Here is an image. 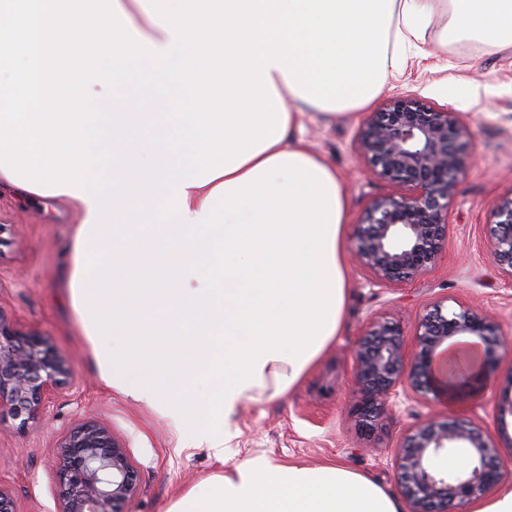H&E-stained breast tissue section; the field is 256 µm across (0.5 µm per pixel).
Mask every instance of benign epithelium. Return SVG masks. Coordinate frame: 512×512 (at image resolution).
Listing matches in <instances>:
<instances>
[{
	"label": "benign epithelium",
	"instance_id": "7a95c632",
	"mask_svg": "<svg viewBox=\"0 0 512 512\" xmlns=\"http://www.w3.org/2000/svg\"><path fill=\"white\" fill-rule=\"evenodd\" d=\"M472 148L460 112L400 98L367 116L360 153L371 175L399 188L369 203L353 239L351 251L373 274L374 284L412 281L438 263L448 238V208ZM487 235L500 274L512 281V196L495 207ZM461 336L476 339L486 369L506 348L495 316L456 309L443 300L419 318L417 349L410 357L399 324L376 321L354 349V410L360 425L376 430L387 403L402 395L428 399L468 383L469 375L437 371ZM71 378L68 361L48 336L0 309V409L25 423ZM60 447V512H123L137 489V473L110 428L82 423L62 437ZM448 455L463 458L465 465L442 468L438 461ZM395 466L408 512H466L489 488L512 481V456L492 436L459 420L417 423L405 436Z\"/></svg>",
	"mask_w": 512,
	"mask_h": 512
}]
</instances>
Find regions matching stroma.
I'll use <instances>...</instances> for the list:
<instances>
[{
	"mask_svg": "<svg viewBox=\"0 0 512 512\" xmlns=\"http://www.w3.org/2000/svg\"><path fill=\"white\" fill-rule=\"evenodd\" d=\"M404 96L462 113L474 142L448 210L440 260L420 277L386 287L372 285L367 269L349 264L348 312L334 348L294 391L243 404L239 431L225 439L220 460L195 432L98 375L67 288L74 213L60 201L33 202L0 191V309L50 337L69 357L72 372L70 383L45 404L44 420L23 425L0 413V488L11 494L16 512H58L60 438L88 420L110 427L138 474V490L123 512H168L189 492H207L229 466L255 455L311 466L340 462L397 496L395 457L408 431L426 419L464 420L500 447L512 446V410L506 405L512 399V349L501 352L490 378L473 383L454 403L415 395L397 399L372 433L351 413L357 397L354 347L375 320L399 322L411 352L421 314L444 299L452 307L495 314L512 337V283L499 273L486 233L497 203L512 195V52L453 48L392 78L369 110L306 119L302 140L336 167L347 187L349 232H356L373 198L393 191L370 174L359 151L363 122L368 112Z\"/></svg>",
	"mask_w": 512,
	"mask_h": 512,
	"instance_id": "stroma-1",
	"label": "stroma"
}]
</instances>
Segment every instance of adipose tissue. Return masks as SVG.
Here are the masks:
<instances>
[{
    "label": "adipose tissue",
    "mask_w": 512,
    "mask_h": 512,
    "mask_svg": "<svg viewBox=\"0 0 512 512\" xmlns=\"http://www.w3.org/2000/svg\"><path fill=\"white\" fill-rule=\"evenodd\" d=\"M177 2L0 0V187L72 208L100 377L209 442L345 321L346 187L303 116L365 109L432 40L511 50L512 0ZM399 510L343 464L255 456L169 512Z\"/></svg>",
    "instance_id": "1"
}]
</instances>
